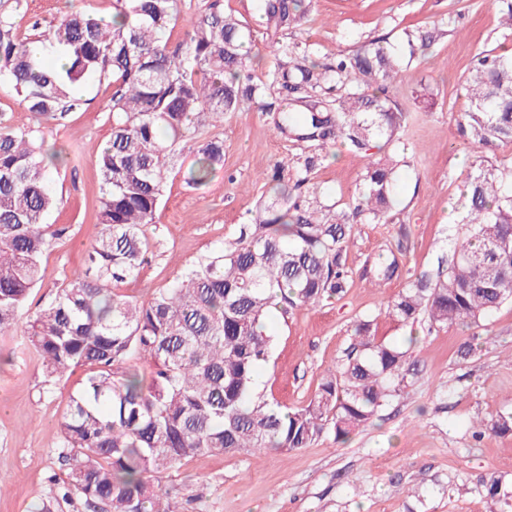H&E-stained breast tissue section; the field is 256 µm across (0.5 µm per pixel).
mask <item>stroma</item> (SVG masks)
<instances>
[{
    "label": "stroma",
    "mask_w": 512,
    "mask_h": 512,
    "mask_svg": "<svg viewBox=\"0 0 512 512\" xmlns=\"http://www.w3.org/2000/svg\"><path fill=\"white\" fill-rule=\"evenodd\" d=\"M258 0H224V11L246 27L251 72L273 70L279 45L294 44L322 64L378 37L401 47L404 31L429 36L430 46L404 66L393 98L409 122L375 159L400 161V205L387 223L356 225L343 252L352 272L347 291L313 307L273 316L277 339L258 372L256 390L291 409L305 405L322 378L346 357L352 325L376 317L378 333L414 339L402 394L346 439L324 432L309 447L261 456L241 451L205 454L164 473L160 487L181 512H500L485 485L498 479L512 494V432L493 429L512 413V304L484 324L402 327L384 307L421 271L447 260L458 230L460 186L472 162L512 164V144L492 150L470 144L457 120L470 102L464 80L474 56L512 50L493 0H305L304 16L283 29L267 26ZM100 16L112 0H28L17 17L19 35L49 31L68 6ZM86 105L61 123H43L47 145L69 162L55 176L61 201L45 221L68 231L43 258L44 279L33 307L51 300L76 270L97 231L101 197L96 156L111 132L112 87L92 83ZM273 111L249 107L224 117L214 133L224 140V166L202 187L182 175L168 179L163 201L145 234L149 261L124 294L145 300L220 246L235 242L268 198L276 163L303 153L280 135L275 111L284 102L268 90ZM313 181L329 202L354 203L365 172L363 154L331 147ZM399 253L400 278L374 284L369 270L380 253ZM85 377L74 369L56 385L44 381L42 361L23 329L0 333V512H90L77 496L62 497L68 471L59 457L57 419Z\"/></svg>",
    "instance_id": "35a3bbf8"
}]
</instances>
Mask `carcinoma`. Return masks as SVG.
<instances>
[{
    "instance_id": "cac0c4a2",
    "label": "carcinoma",
    "mask_w": 512,
    "mask_h": 512,
    "mask_svg": "<svg viewBox=\"0 0 512 512\" xmlns=\"http://www.w3.org/2000/svg\"><path fill=\"white\" fill-rule=\"evenodd\" d=\"M176 0H113L112 23L80 10L61 15L46 34L21 37L16 17L28 0L0 10V76L31 123L0 113V331L13 329L44 278L43 255L67 232L44 223L58 207L52 170L63 162L44 148L40 125L83 108L80 88L112 84L110 137L96 159L101 180L99 231L82 265L65 276L51 302L28 321L27 341L52 385L73 368L85 379L61 414L59 456L69 463L63 496L77 490L93 512H179L161 492V474L209 453L267 454L336 439L369 423L402 390L410 348L377 334L375 318L352 327L346 362L307 405L282 409L254 393L258 368L271 356V308L289 311L345 292L351 272L343 251L356 224H381L397 203L393 163L370 162L354 205L322 200L311 175L340 145L365 153L399 139L408 123L391 92L402 57L384 39L320 65L277 49L271 76L289 101L276 130L308 144L278 164L273 195L234 245L200 259L144 301L120 291L147 261L144 227L153 223L169 175L206 184L224 165V140L201 130L265 96L246 73V34L222 0L196 17L173 44ZM266 21L289 25L301 0H259ZM325 85L326 98L308 90ZM462 115L467 139L491 149L512 143V57H474ZM193 156L183 169L184 154ZM462 235L448 266L420 272L391 296L386 313L403 326H480L512 303V166L478 163L461 188ZM379 282L400 275L388 251L375 262ZM134 355L144 379L125 368Z\"/></svg>"
}]
</instances>
